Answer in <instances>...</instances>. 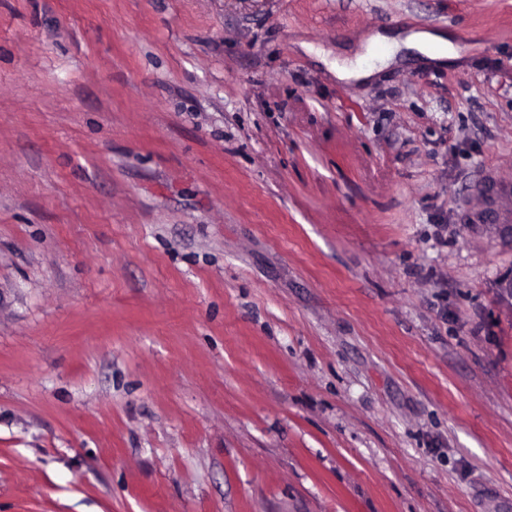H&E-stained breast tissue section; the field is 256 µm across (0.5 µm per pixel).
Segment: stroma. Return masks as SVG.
<instances>
[{"instance_id":"35a3bbf8","label":"stroma","mask_w":512,"mask_h":512,"mask_svg":"<svg viewBox=\"0 0 512 512\" xmlns=\"http://www.w3.org/2000/svg\"><path fill=\"white\" fill-rule=\"evenodd\" d=\"M488 178L512 0H0V512H512ZM373 40L376 45L384 49V52L378 55L372 49L363 60H357L356 63L348 65H336L337 77L355 80L371 77L395 58L401 44L417 49L431 58L444 59L448 57V40L429 32H415L401 41L382 35L375 36Z\"/></svg>"}]
</instances>
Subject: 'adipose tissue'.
Segmentation results:
<instances>
[{
    "label": "adipose tissue",
    "mask_w": 512,
    "mask_h": 512,
    "mask_svg": "<svg viewBox=\"0 0 512 512\" xmlns=\"http://www.w3.org/2000/svg\"><path fill=\"white\" fill-rule=\"evenodd\" d=\"M374 42L381 46V53H369L362 60L338 66L336 75L342 79H366L388 65L400 47L414 48L432 58L444 59L448 56V42L445 38L428 32H415L405 39L398 40L387 36H375Z\"/></svg>",
    "instance_id": "1"
}]
</instances>
